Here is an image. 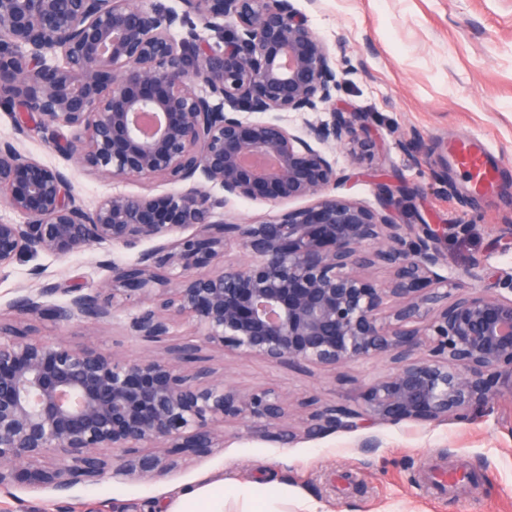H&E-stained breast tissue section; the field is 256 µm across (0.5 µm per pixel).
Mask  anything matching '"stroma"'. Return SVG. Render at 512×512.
Instances as JSON below:
<instances>
[{
	"label": "stroma",
	"instance_id": "1",
	"mask_svg": "<svg viewBox=\"0 0 512 512\" xmlns=\"http://www.w3.org/2000/svg\"><path fill=\"white\" fill-rule=\"evenodd\" d=\"M316 34L343 43L336 56V106L370 112L371 149L353 157L348 148L326 147L336 172L347 182L339 195L380 210L378 182L417 187L400 197L392 216L398 224H446L440 248L442 274L462 288H489L512 272V0H293ZM24 147L38 161L68 168L80 200L94 205L106 192L163 195L159 180L108 181L49 149L48 139L65 140L67 128L43 127L26 119ZM421 136L422 152L402 149ZM476 135L491 150L498 171L493 193L470 189V175L448 154L450 141ZM297 200L230 199L218 217L250 224L272 221L300 208ZM470 223L468 234L457 225ZM138 250L101 244L58 261L24 257L0 271V319L21 294L56 283L96 289L109 278L101 261L130 264ZM41 266L42 278L30 270ZM137 312L127 306L108 322L77 317L68 324L34 322L36 335L87 345L125 359L163 353L160 344L139 340L132 327ZM206 365L238 389L271 387L293 399L312 395L342 401L361 380L385 373V360L349 363L334 369L272 365L219 349L203 350ZM170 472L152 479L115 475L78 485L64 494L13 483L0 490V512H145L163 507L199 478L221 476L233 483L284 485L282 512H512V400L500 397L474 408L463 421H404L354 432L336 430L290 446L249 436L243 424L224 427V445L205 457L176 456Z\"/></svg>",
	"mask_w": 512,
	"mask_h": 512
}]
</instances>
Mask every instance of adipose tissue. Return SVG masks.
<instances>
[{"label":"adipose tissue","instance_id":"1","mask_svg":"<svg viewBox=\"0 0 512 512\" xmlns=\"http://www.w3.org/2000/svg\"><path fill=\"white\" fill-rule=\"evenodd\" d=\"M274 494L267 487L216 480L184 489L168 512H224V502L231 497L243 502L245 512H277Z\"/></svg>","mask_w":512,"mask_h":512}]
</instances>
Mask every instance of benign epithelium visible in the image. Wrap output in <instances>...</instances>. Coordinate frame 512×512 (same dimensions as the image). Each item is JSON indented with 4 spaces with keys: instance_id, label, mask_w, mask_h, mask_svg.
Masks as SVG:
<instances>
[{
    "instance_id": "obj_1",
    "label": "benign epithelium",
    "mask_w": 512,
    "mask_h": 512,
    "mask_svg": "<svg viewBox=\"0 0 512 512\" xmlns=\"http://www.w3.org/2000/svg\"><path fill=\"white\" fill-rule=\"evenodd\" d=\"M187 28L176 41L172 29ZM212 31L209 42L202 31ZM336 58L293 0H0V108L72 130L49 144L109 179L162 178L163 197L111 193L87 207L68 172L0 143V271L18 256L59 260L103 243L159 245L110 266L104 288L55 287L11 303L20 320H111L134 300L136 336L180 342L164 355L118 359L93 347L28 339L0 322V487L15 481L65 492L112 471L147 479L171 453L217 447L225 422L282 444L324 431L402 420L468 418L512 394V274L499 291H456L435 271L445 229L404 228L391 212L418 188L378 183L383 212L328 193L336 162L321 145L369 146L355 112L336 109ZM330 110V120L306 114ZM244 112H294L296 136ZM218 186L224 196L211 194ZM308 206L278 219H215L227 199ZM188 228L185 238L172 235ZM235 244L247 264L226 259ZM391 271L377 283L373 267ZM271 364L334 368L387 358L393 368L353 403L293 402L273 388L244 392L210 366L207 348Z\"/></svg>"
}]
</instances>
